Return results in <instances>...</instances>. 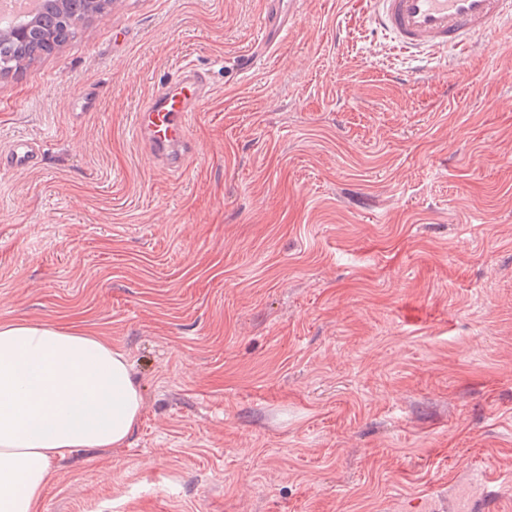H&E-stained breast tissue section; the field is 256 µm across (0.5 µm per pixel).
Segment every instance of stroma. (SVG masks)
I'll return each instance as SVG.
<instances>
[{"label":"stroma","instance_id":"obj_1","mask_svg":"<svg viewBox=\"0 0 512 512\" xmlns=\"http://www.w3.org/2000/svg\"><path fill=\"white\" fill-rule=\"evenodd\" d=\"M367 0H117L0 78V323L128 359L127 444L53 462L38 512H512V24L396 50ZM186 170L131 138L182 65ZM96 94L81 111L78 90ZM303 0H266L261 39L266 48L276 45L288 22L295 16ZM40 162V146L33 140L18 138L5 152H0L1 167L10 169L35 168Z\"/></svg>","mask_w":512,"mask_h":512}]
</instances>
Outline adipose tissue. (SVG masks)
<instances>
[{"label":"adipose tissue","instance_id":"obj_1","mask_svg":"<svg viewBox=\"0 0 512 512\" xmlns=\"http://www.w3.org/2000/svg\"><path fill=\"white\" fill-rule=\"evenodd\" d=\"M143 408L127 358L102 337L0 323V512H37L55 458L123 447Z\"/></svg>","mask_w":512,"mask_h":512}]
</instances>
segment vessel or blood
Instances as JSON below:
<instances>
[{
	"label": "vessel or blood",
	"mask_w": 512,
	"mask_h": 512,
	"mask_svg": "<svg viewBox=\"0 0 512 512\" xmlns=\"http://www.w3.org/2000/svg\"><path fill=\"white\" fill-rule=\"evenodd\" d=\"M302 0H266L261 39L273 47ZM372 21L405 52L422 53L451 48L467 52L503 19H512V0H371ZM209 82L189 67L169 85L158 89L136 114L133 136L149 155L167 169L179 170L190 150V117L205 102ZM40 162L33 140H14L0 152V165L30 169Z\"/></svg>",
	"instance_id": "1"
}]
</instances>
